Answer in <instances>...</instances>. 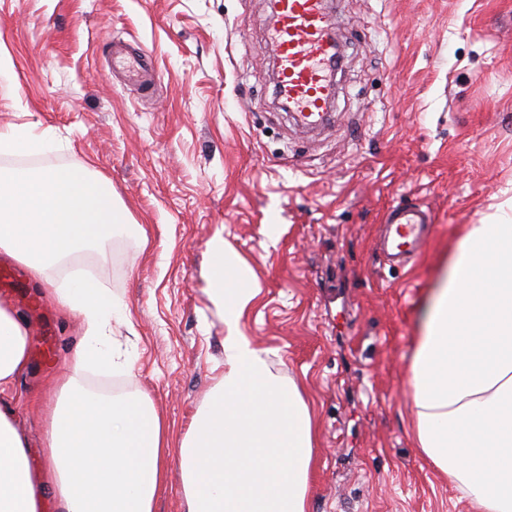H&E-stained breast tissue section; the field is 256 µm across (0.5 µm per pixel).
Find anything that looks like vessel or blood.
Here are the masks:
<instances>
[{"mask_svg": "<svg viewBox=\"0 0 512 512\" xmlns=\"http://www.w3.org/2000/svg\"><path fill=\"white\" fill-rule=\"evenodd\" d=\"M271 52L277 68V95L296 123L322 127L335 99L340 44L329 0H269ZM379 252L384 261L408 264L429 236L432 216L422 204H396L382 220Z\"/></svg>", "mask_w": 512, "mask_h": 512, "instance_id": "b4317fda", "label": "vessel or blood"}]
</instances>
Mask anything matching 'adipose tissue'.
I'll return each instance as SVG.
<instances>
[{
	"mask_svg": "<svg viewBox=\"0 0 512 512\" xmlns=\"http://www.w3.org/2000/svg\"><path fill=\"white\" fill-rule=\"evenodd\" d=\"M49 131L0 128V156L58 148ZM123 213L85 167L0 170V257L46 284L81 320L71 374L45 402V464L32 469L14 411L0 406V512H156L164 461L177 452L184 512H309L315 425L299 385L268 368L238 329L259 293L223 239L210 246L212 298L224 308V376L178 445L145 395L107 397L86 372L121 363L116 308L93 276L64 260L111 240ZM28 327L0 301V392L28 368ZM414 434L427 459L477 512H512V217L471 225L432 293L411 365Z\"/></svg>",
	"mask_w": 512,
	"mask_h": 512,
	"instance_id": "adipose-tissue-1",
	"label": "adipose tissue"
}]
</instances>
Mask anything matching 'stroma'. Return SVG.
I'll list each match as a JSON object with an SVG mask.
<instances>
[{"label": "stroma", "instance_id": "stroma-1", "mask_svg": "<svg viewBox=\"0 0 512 512\" xmlns=\"http://www.w3.org/2000/svg\"><path fill=\"white\" fill-rule=\"evenodd\" d=\"M332 2L335 121L309 134L275 97L266 0H0V127L64 145L0 168L88 166L127 218L77 260L130 313L112 324L124 367L90 389L147 395L187 433L224 375L221 238L261 287L240 332L314 411L310 512H473L415 446L409 370L463 237L512 207V0ZM117 52L155 72L151 93ZM398 202L428 206L434 230L394 270L376 244ZM23 288L0 301L28 326L29 370L0 401L38 467L46 388L70 375L81 324L38 281Z\"/></svg>", "mask_w": 512, "mask_h": 512}]
</instances>
